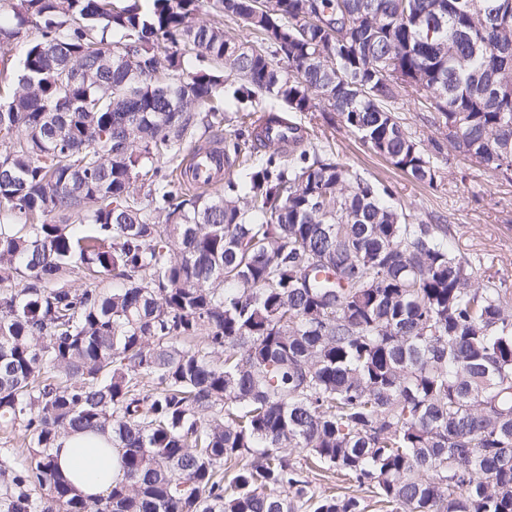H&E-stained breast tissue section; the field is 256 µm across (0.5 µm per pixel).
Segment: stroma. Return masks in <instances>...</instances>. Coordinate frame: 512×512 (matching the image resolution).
<instances>
[{
	"label": "stroma",
	"mask_w": 512,
	"mask_h": 512,
	"mask_svg": "<svg viewBox=\"0 0 512 512\" xmlns=\"http://www.w3.org/2000/svg\"><path fill=\"white\" fill-rule=\"evenodd\" d=\"M396 117L421 143L440 136L417 93L406 96ZM321 144L332 148L340 163L391 186L397 208L430 224L451 225L453 247L473 261L477 277H495L512 289V182L454 153L436 158L442 176L430 188L395 169L344 127L327 130Z\"/></svg>",
	"instance_id": "1"
}]
</instances>
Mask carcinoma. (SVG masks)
Returning a JSON list of instances; mask_svg holds the SVG:
<instances>
[{
  "label": "carcinoma",
  "mask_w": 512,
  "mask_h": 512,
  "mask_svg": "<svg viewBox=\"0 0 512 512\" xmlns=\"http://www.w3.org/2000/svg\"><path fill=\"white\" fill-rule=\"evenodd\" d=\"M203 5L0 0V425L27 440L10 512H366L318 470L381 512H512V290L317 135L286 156L240 113L319 110L430 187L447 148L512 168V0ZM407 87L455 126L431 153L394 115ZM200 118L237 126L214 195L171 168ZM70 432L112 434L107 496L56 468Z\"/></svg>",
  "instance_id": "carcinoma-1"
}]
</instances>
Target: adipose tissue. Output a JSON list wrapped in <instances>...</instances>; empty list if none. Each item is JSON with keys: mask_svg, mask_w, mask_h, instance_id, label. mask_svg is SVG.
I'll list each match as a JSON object with an SVG mask.
<instances>
[{"mask_svg": "<svg viewBox=\"0 0 512 512\" xmlns=\"http://www.w3.org/2000/svg\"><path fill=\"white\" fill-rule=\"evenodd\" d=\"M112 445L108 435L70 433L60 438L53 451L60 470L70 477L84 495H106L122 473L107 449Z\"/></svg>", "mask_w": 512, "mask_h": 512, "instance_id": "1", "label": "adipose tissue"}]
</instances>
